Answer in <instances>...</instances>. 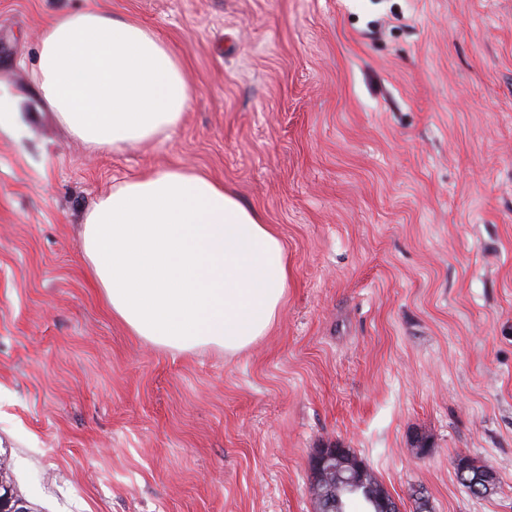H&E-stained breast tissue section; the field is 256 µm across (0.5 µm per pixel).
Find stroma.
<instances>
[{
	"label": "stroma",
	"instance_id": "obj_1",
	"mask_svg": "<svg viewBox=\"0 0 512 512\" xmlns=\"http://www.w3.org/2000/svg\"><path fill=\"white\" fill-rule=\"evenodd\" d=\"M85 2L0 0V95L32 111L0 131V476L33 512H315L337 443L401 512H512V0H118L193 88L123 152L37 97L45 16ZM179 162L288 252L231 358L132 336L85 276L89 208ZM455 470L464 482L472 487V490L480 495H485L489 490L491 474L487 470L471 469L466 456L458 455L454 461Z\"/></svg>",
	"mask_w": 512,
	"mask_h": 512
}]
</instances>
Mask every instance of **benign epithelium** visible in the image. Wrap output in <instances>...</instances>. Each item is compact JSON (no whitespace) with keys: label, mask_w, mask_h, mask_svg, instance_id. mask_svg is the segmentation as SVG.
Listing matches in <instances>:
<instances>
[{"label":"benign epithelium","mask_w":512,"mask_h":512,"mask_svg":"<svg viewBox=\"0 0 512 512\" xmlns=\"http://www.w3.org/2000/svg\"><path fill=\"white\" fill-rule=\"evenodd\" d=\"M455 470L472 490L484 495L489 490L491 474L486 470H473L467 457L459 455L454 461ZM370 473L367 465L347 450L331 445L313 451L309 465V489L313 497L321 498L324 509L334 508L335 485L357 487L364 483ZM0 512H32L27 503L15 495L10 485L0 479Z\"/></svg>","instance_id":"1"}]
</instances>
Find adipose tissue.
<instances>
[{"label": "adipose tissue", "mask_w": 512, "mask_h": 512, "mask_svg": "<svg viewBox=\"0 0 512 512\" xmlns=\"http://www.w3.org/2000/svg\"><path fill=\"white\" fill-rule=\"evenodd\" d=\"M34 78L60 125L95 150L175 131L192 95L179 53L105 0L44 20ZM83 251L113 318L182 353L250 348L277 322L292 276L273 225L188 166L113 186L86 216Z\"/></svg>", "instance_id": "ef3b65f1"}]
</instances>
